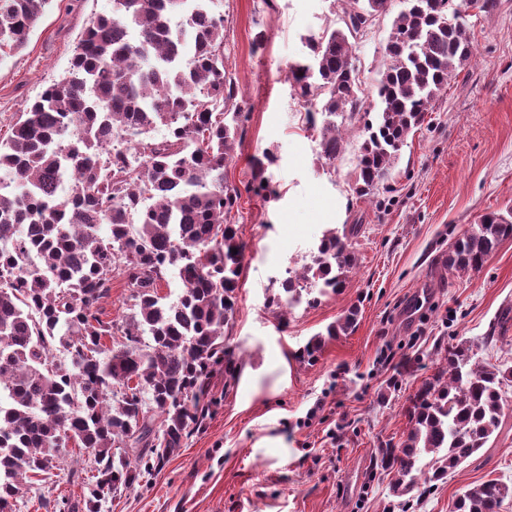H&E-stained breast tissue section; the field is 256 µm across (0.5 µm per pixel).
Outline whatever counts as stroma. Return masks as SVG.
Listing matches in <instances>:
<instances>
[{
  "instance_id": "stroma-1",
  "label": "stroma",
  "mask_w": 512,
  "mask_h": 512,
  "mask_svg": "<svg viewBox=\"0 0 512 512\" xmlns=\"http://www.w3.org/2000/svg\"><path fill=\"white\" fill-rule=\"evenodd\" d=\"M112 0H53L27 45L0 58V138L17 113L69 67L91 18ZM400 0L355 47L366 112L347 123L333 164L319 157L304 99L289 68L304 36L340 21L333 0H221L233 77L246 119L225 169L241 188L235 216L246 243L238 304L226 331L235 369L215 366L212 404L182 448L142 481L101 501L98 512H399L389 476H365L380 443L408 428V399L460 341L483 363L512 367V239L483 269L449 274L454 239L489 212L512 209V0L475 21L473 56L462 65L400 151L379 193L353 190L361 129L377 110L375 87ZM272 160L263 170L254 161ZM262 172L265 191L247 187ZM360 225L357 264L340 293L300 302L287 317L270 305L287 269L310 260L323 231ZM361 317L325 342L315 362L297 352L352 302ZM484 448L420 501L416 512H450L464 487L512 485V385ZM93 457L68 446L45 483L23 487L15 512H74L89 494Z\"/></svg>"
}]
</instances>
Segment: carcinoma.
<instances>
[{"label":"carcinoma","instance_id":"1","mask_svg":"<svg viewBox=\"0 0 512 512\" xmlns=\"http://www.w3.org/2000/svg\"><path fill=\"white\" fill-rule=\"evenodd\" d=\"M478 16L494 0H404L386 43L375 121L364 125L355 192L388 179L425 112L472 56L468 2ZM52 0H0V52L21 50ZM215 0H112L90 20L65 75L48 85L0 141V512L21 488L58 467L74 443L93 455L87 512L183 446L207 407L208 378L233 361L224 329L238 300L245 246L230 221L242 197L224 169L244 114L224 67V15ZM390 0H348L341 27L310 31L309 62L291 78L320 124V157L333 163L343 124L364 108L353 62L356 39ZM107 225L108 233H101ZM326 230L311 263L289 269L272 304L344 288L356 264L349 238ZM512 238V212H493L452 243L451 274L479 272ZM121 274L131 316L100 318ZM176 299L161 293L169 275ZM351 304L329 337L357 327ZM120 336L115 348L103 339ZM63 349L70 363L57 362ZM512 369L444 351L433 377L409 400V429L375 450L397 505L424 494L498 428ZM443 453L434 470L421 466ZM512 488L488 480L456 494L451 512H498Z\"/></svg>","mask_w":512,"mask_h":512}]
</instances>
